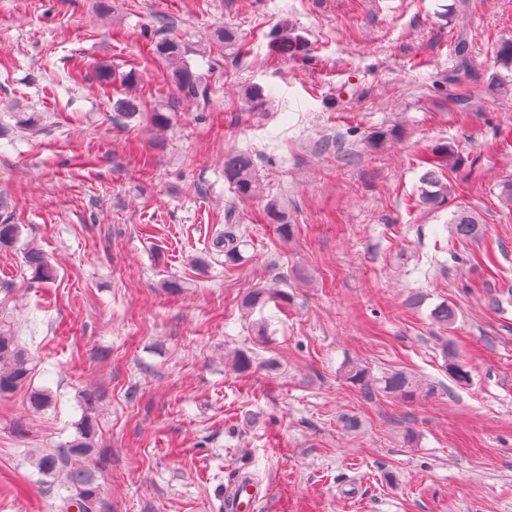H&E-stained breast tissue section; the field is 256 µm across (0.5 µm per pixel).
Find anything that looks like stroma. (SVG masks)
Returning <instances> with one entry per match:
<instances>
[{
	"label": "stroma",
	"mask_w": 512,
	"mask_h": 512,
	"mask_svg": "<svg viewBox=\"0 0 512 512\" xmlns=\"http://www.w3.org/2000/svg\"><path fill=\"white\" fill-rule=\"evenodd\" d=\"M224 27L241 50L217 43ZM284 27L304 46L288 59L271 47ZM165 38L203 96L170 82L152 51ZM508 39L512 0H0V224L22 229L0 250V315L33 356L29 389L55 395L37 414L29 390L0 398V512H57L28 451L73 438L86 389L104 512H222L241 473L267 491L255 512H512ZM129 98L135 115H118ZM442 145L448 201L423 208ZM231 152L251 157L262 201L235 198ZM269 200L288 238L264 221ZM230 208L247 241L234 266L211 246ZM464 211L482 238H457ZM31 248L54 281L33 280ZM257 287L287 298L243 309ZM444 301L448 330L430 318ZM237 351L250 372L231 369ZM349 362L433 391H364Z\"/></svg>",
	"instance_id": "1"
}]
</instances>
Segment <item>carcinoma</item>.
<instances>
[{"label":"carcinoma","instance_id":"cac0c4a2","mask_svg":"<svg viewBox=\"0 0 512 512\" xmlns=\"http://www.w3.org/2000/svg\"><path fill=\"white\" fill-rule=\"evenodd\" d=\"M275 52L284 58L292 57L302 50V44L293 39L288 30L277 32L272 39ZM154 52L169 64L170 79L175 87L185 96L196 98L205 93L199 77L183 61L181 45L174 39H164L154 46ZM453 159V150L442 145L432 152L427 160L431 168L421 177L422 189L418 202L426 208L439 207L448 199V184L442 180V168ZM224 178L230 184L235 196L241 201L258 199L262 187L253 169L251 157L245 153H230L224 156ZM264 219L268 224L277 225L279 233L287 237L291 227L287 224L281 208L275 203H268L263 209ZM235 212L228 209L224 215L226 227L224 233L217 236L213 246L224 253V264L236 265L242 258L241 246L244 240L233 225ZM456 234L462 239H479L483 228L477 219L466 213H460L454 220ZM20 234L18 224H0V249L15 244ZM24 262L33 271L35 279L48 282L55 277V269L46 255L38 249L25 252ZM268 291L258 288L249 291L241 300L242 307L253 310L267 300ZM432 321L442 328L451 327L456 318L454 308L442 302L431 311ZM445 368L448 374L459 384H466L470 371L458 360L455 352L448 346L443 348ZM345 379L355 385L368 386L372 383L381 385L388 393L404 399H412L419 393H427L430 388L424 386L420 379L404 370H396L375 380L366 368L355 363L344 369ZM31 355L23 346L11 323L0 318V398L10 396L30 386ZM53 395L48 390L29 392L30 408L39 412L52 404ZM99 395L87 390L81 398L82 416L75 423V436L61 448L42 450L30 454L28 462L40 475L64 489L66 495L60 497L58 512H101L104 508L101 485L97 471L106 457L105 449L97 441V406Z\"/></svg>","mask_w":512,"mask_h":512}]
</instances>
